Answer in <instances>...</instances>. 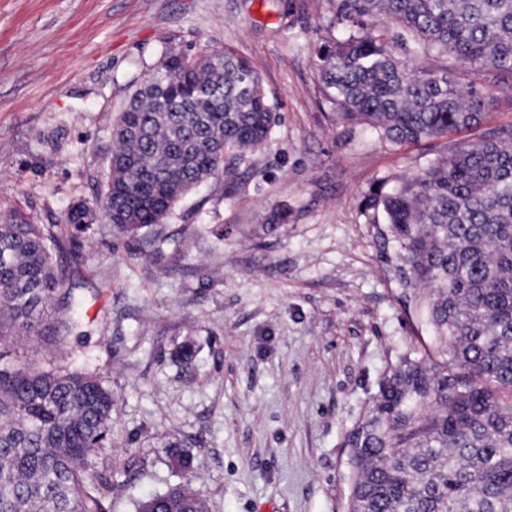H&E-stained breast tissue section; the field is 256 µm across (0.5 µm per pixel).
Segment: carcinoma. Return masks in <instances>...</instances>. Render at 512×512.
Returning a JSON list of instances; mask_svg holds the SVG:
<instances>
[{
	"label": "carcinoma",
	"mask_w": 512,
	"mask_h": 512,
	"mask_svg": "<svg viewBox=\"0 0 512 512\" xmlns=\"http://www.w3.org/2000/svg\"><path fill=\"white\" fill-rule=\"evenodd\" d=\"M416 54L451 57L490 86L512 84V0H339L348 36L322 52V78L344 119L395 143L480 127L491 101L448 67L418 69L374 33L378 22ZM273 106L259 74L228 51L171 54L136 89L113 129L101 210L121 235L162 223L197 185L232 184L226 151L270 137ZM401 242L396 276L433 335L379 384L348 434L347 512H512V124L365 201ZM76 238L94 224L66 214ZM52 227L0 216V337L38 336L53 312L69 331ZM112 433V389L96 372L0 364V512H106L111 486L89 454ZM136 512H209L191 482L139 501Z\"/></svg>",
	"instance_id": "carcinoma-1"
}]
</instances>
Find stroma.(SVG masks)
<instances>
[{"label":"stroma","mask_w":512,"mask_h":512,"mask_svg":"<svg viewBox=\"0 0 512 512\" xmlns=\"http://www.w3.org/2000/svg\"><path fill=\"white\" fill-rule=\"evenodd\" d=\"M337 0H0V214L63 223L103 196L112 126L167 54L227 50L258 72L269 140L160 226L122 236L98 220L57 255L75 285V334L0 340V362L96 371L114 395L112 445L89 461L108 512L181 482L169 442L193 455L209 512H347L345 439L391 367L431 329L394 274L400 242L365 198L457 144L468 129L393 144L341 119L321 52L341 39ZM409 58V57H408ZM463 89L512 123V86L488 88L444 58ZM186 344L190 363L177 353Z\"/></svg>","instance_id":"35a3bbf8"}]
</instances>
